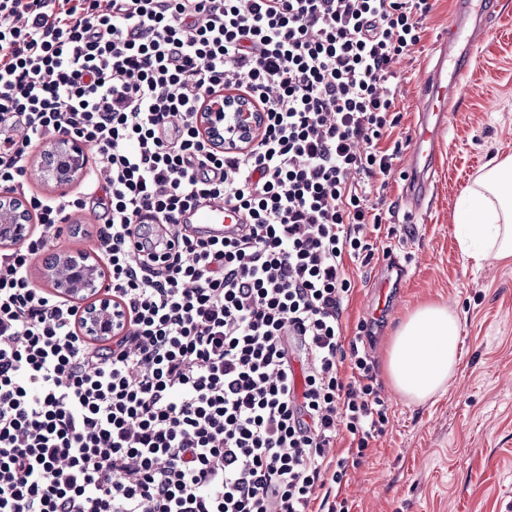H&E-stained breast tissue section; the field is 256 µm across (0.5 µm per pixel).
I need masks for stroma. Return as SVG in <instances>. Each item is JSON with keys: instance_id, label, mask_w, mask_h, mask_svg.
<instances>
[{"instance_id": "1", "label": "stroma", "mask_w": 512, "mask_h": 512, "mask_svg": "<svg viewBox=\"0 0 512 512\" xmlns=\"http://www.w3.org/2000/svg\"><path fill=\"white\" fill-rule=\"evenodd\" d=\"M455 2L436 0L420 43L393 63L401 119L381 149H408L421 84ZM497 3L451 128L441 136L432 191L421 212L413 213L406 199L404 161H397L387 184L368 186L388 212L381 228L365 233L377 249H391L401 271L389 272L378 257L366 266L352 263L346 336H355L358 324L371 318L378 280L394 281L399 299L372 351L388 422L359 465L349 468L336 497L339 512H512V263L474 264L454 231L461 197L484 165L512 156V0ZM427 302L459 312L463 356L445 392L413 404L393 389L386 356L399 323Z\"/></svg>"}]
</instances>
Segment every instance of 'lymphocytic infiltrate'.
Wrapping results in <instances>:
<instances>
[{"label":"lymphocytic infiltrate","mask_w":512,"mask_h":512,"mask_svg":"<svg viewBox=\"0 0 512 512\" xmlns=\"http://www.w3.org/2000/svg\"><path fill=\"white\" fill-rule=\"evenodd\" d=\"M430 0H0V189L48 136L95 146L78 195L27 201L0 249V512H336L351 453L384 432L367 347L343 330L348 261L382 212L399 123L394 61ZM237 90L264 114L245 150L197 116ZM223 201L231 234L178 216ZM101 208L97 253L128 330L95 345L27 267ZM350 367L342 378V367Z\"/></svg>","instance_id":"f902f5d3"}]
</instances>
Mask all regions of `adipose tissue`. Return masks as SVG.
Returning a JSON list of instances; mask_svg holds the SVG:
<instances>
[{
	"label": "adipose tissue",
	"instance_id": "adipose-tissue-1",
	"mask_svg": "<svg viewBox=\"0 0 512 512\" xmlns=\"http://www.w3.org/2000/svg\"><path fill=\"white\" fill-rule=\"evenodd\" d=\"M465 257L481 262L512 258V157L491 160L469 190L465 222L458 227ZM462 320L447 305H419L397 328L387 354L393 388L422 403L446 388L457 374L463 351Z\"/></svg>",
	"mask_w": 512,
	"mask_h": 512
}]
</instances>
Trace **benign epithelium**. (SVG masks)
I'll return each mask as SVG.
<instances>
[{"mask_svg": "<svg viewBox=\"0 0 512 512\" xmlns=\"http://www.w3.org/2000/svg\"><path fill=\"white\" fill-rule=\"evenodd\" d=\"M198 123L208 140L225 146H248L262 129L261 112L237 93L218 94L209 99L199 113ZM36 163L47 185L64 194L84 176L89 158L82 142L57 136L50 138ZM32 234L31 212L14 197L0 192V248L16 247ZM41 279L58 296L86 302L78 320L81 335L106 338L122 336L127 331L126 312L112 303L110 274L97 253H52L45 259Z\"/></svg>", "mask_w": 512, "mask_h": 512, "instance_id": "obj_1", "label": "benign epithelium"}]
</instances>
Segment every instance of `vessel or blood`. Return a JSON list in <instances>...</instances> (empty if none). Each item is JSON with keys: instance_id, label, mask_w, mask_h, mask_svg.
Returning <instances> with one entry per match:
<instances>
[{"instance_id": "obj_1", "label": "vessel or blood", "mask_w": 512, "mask_h": 512, "mask_svg": "<svg viewBox=\"0 0 512 512\" xmlns=\"http://www.w3.org/2000/svg\"><path fill=\"white\" fill-rule=\"evenodd\" d=\"M471 0H458L455 13L448 21V31L436 45L434 62L420 100V116L407 152V166L413 178L409 196L414 205H421L433 183L437 141L449 125L460 88L483 37L482 19L470 18L467 8ZM181 223L196 224L202 234L221 235L233 228L223 204L211 202L190 210Z\"/></svg>"}]
</instances>
